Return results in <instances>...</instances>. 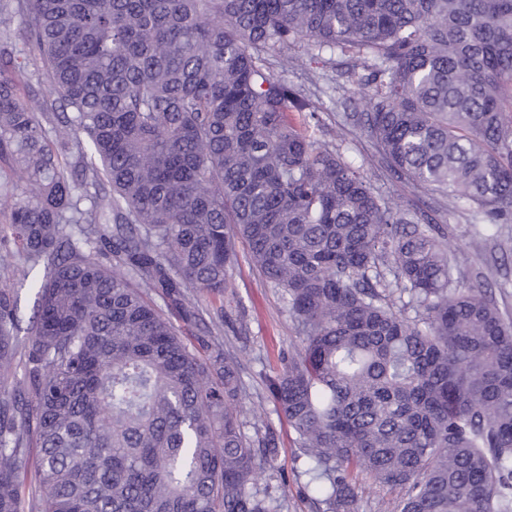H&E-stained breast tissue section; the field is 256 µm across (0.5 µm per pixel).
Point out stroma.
<instances>
[{
	"label": "stroma",
	"mask_w": 512,
	"mask_h": 512,
	"mask_svg": "<svg viewBox=\"0 0 512 512\" xmlns=\"http://www.w3.org/2000/svg\"><path fill=\"white\" fill-rule=\"evenodd\" d=\"M271 62L287 60L282 75L300 90L317 95L322 103L319 141H338L343 157L360 167L369 182L391 196L400 210H423L435 218L447 236L448 249L457 262L456 274L464 282L486 276L492 297L506 319L512 320V224L494 227L481 251L469 245L471 216L468 211L449 210L445 200L432 190L412 188L392 176L376 147L350 117L363 109L359 94L347 92L341 58L323 62L312 59L307 42L298 41L270 50ZM299 340L277 290L268 287L252 266L246 244L238 246V260L230 271V286L224 294V344L242 368L248 410L267 414L277 433L278 454L271 466L255 480L284 501L283 512H319L308 495L304 473L305 456L294 441L286 421L277 420L267 385L280 369L281 353L294 350Z\"/></svg>",
	"instance_id": "stroma-1"
}]
</instances>
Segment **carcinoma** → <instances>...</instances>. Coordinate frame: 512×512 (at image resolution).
Instances as JSON below:
<instances>
[{
  "instance_id": "1",
  "label": "carcinoma",
  "mask_w": 512,
  "mask_h": 512,
  "mask_svg": "<svg viewBox=\"0 0 512 512\" xmlns=\"http://www.w3.org/2000/svg\"><path fill=\"white\" fill-rule=\"evenodd\" d=\"M299 39L472 246L512 223V0H0V512H283L211 313L240 239L295 323L268 390L324 512L361 473L405 490L387 512H512V322L308 135L320 99L265 57Z\"/></svg>"
}]
</instances>
